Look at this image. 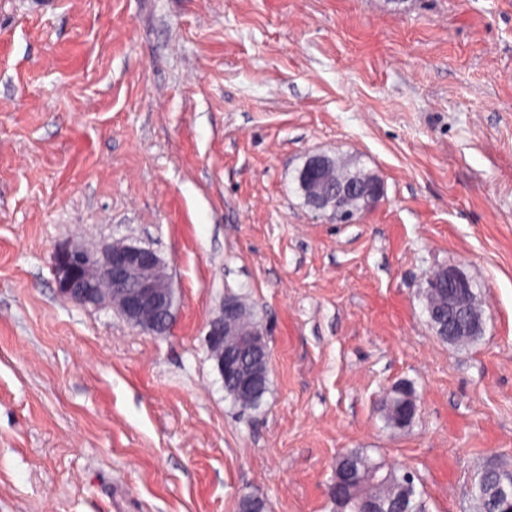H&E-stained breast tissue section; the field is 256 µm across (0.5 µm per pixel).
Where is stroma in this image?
Returning <instances> with one entry per match:
<instances>
[{"instance_id":"35a3bbf8","label":"stroma","mask_w":512,"mask_h":512,"mask_svg":"<svg viewBox=\"0 0 512 512\" xmlns=\"http://www.w3.org/2000/svg\"><path fill=\"white\" fill-rule=\"evenodd\" d=\"M314 154L381 198L313 211ZM122 240L168 265L167 335L59 295V246ZM449 264L466 346L421 298ZM228 296L268 331L247 413L204 343ZM349 448L429 512L512 469V0H0V512H333ZM269 371L258 391H242L232 381H224V392L240 411L256 410L262 403L268 390ZM389 391L391 394L384 395L381 399L383 417L391 428L404 429L413 422L416 416L417 407L412 399L413 393L408 387L402 385L394 386ZM396 394L403 396V404H399L391 398Z\"/></svg>"}]
</instances>
